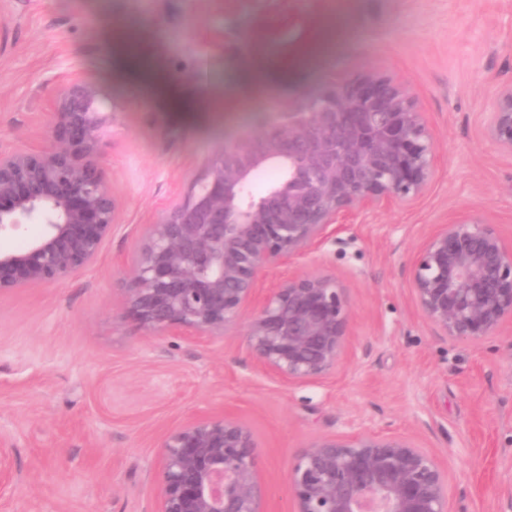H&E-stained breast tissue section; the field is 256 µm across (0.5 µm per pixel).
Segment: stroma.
<instances>
[{"label":"stroma","mask_w":512,"mask_h":512,"mask_svg":"<svg viewBox=\"0 0 512 512\" xmlns=\"http://www.w3.org/2000/svg\"><path fill=\"white\" fill-rule=\"evenodd\" d=\"M319 61L287 62L322 25ZM133 34L186 104L136 84L107 48ZM257 63L266 80H250ZM400 79L432 130L430 189L349 220L340 245L261 283L336 279L352 312L335 374L284 385L258 371L245 326L223 338L149 335L124 307L143 225L184 199L208 157L332 76ZM80 72L119 122L99 156L121 203L98 262L0 294V512H156L160 448L186 420L232 414L256 435L265 512H292L288 466L315 439L361 429L413 437L448 468L452 512H512V350L445 339L418 309L411 262L440 225L473 214L512 236V157L481 129L512 83V0H0V149L36 148L51 99Z\"/></svg>","instance_id":"35a3bbf8"}]
</instances>
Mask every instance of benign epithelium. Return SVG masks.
I'll return each mask as SVG.
<instances>
[{"label": "benign epithelium", "mask_w": 512, "mask_h": 512, "mask_svg": "<svg viewBox=\"0 0 512 512\" xmlns=\"http://www.w3.org/2000/svg\"><path fill=\"white\" fill-rule=\"evenodd\" d=\"M95 82L69 76L52 100L40 150L0 151V236L41 233L0 251V293L38 288L97 263L119 223L99 159L116 113ZM483 133L512 157V84L497 91ZM435 143L404 84L374 71L331 83L214 151L184 199L142 229L123 271L128 312L148 333L221 338L246 321L260 371L288 385L324 380L345 350L350 309L335 279L303 275L264 297L261 278L336 242L341 219L409 205L433 179ZM280 177L254 195L263 169ZM415 302L446 339L474 347L512 328V240L466 215L428 236L411 266ZM259 444L229 415L192 418L161 446L157 512H265ZM293 512H451L439 458L401 434L320 438L287 474Z\"/></svg>", "instance_id": "obj_1"}]
</instances>
